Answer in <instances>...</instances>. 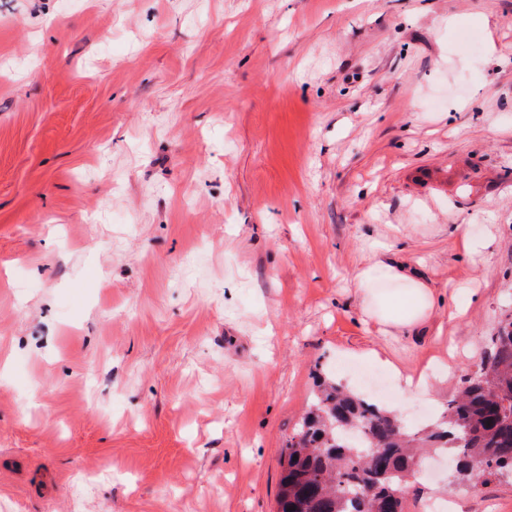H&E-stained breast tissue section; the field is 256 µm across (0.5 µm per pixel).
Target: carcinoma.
I'll use <instances>...</instances> for the list:
<instances>
[{
    "label": "carcinoma",
    "instance_id": "cac0c4a2",
    "mask_svg": "<svg viewBox=\"0 0 512 512\" xmlns=\"http://www.w3.org/2000/svg\"><path fill=\"white\" fill-rule=\"evenodd\" d=\"M448 408L409 431L362 392L318 378L317 391L282 448L278 512H404L417 459L448 451L452 476L475 489L512 474V318Z\"/></svg>",
    "mask_w": 512,
    "mask_h": 512
}]
</instances>
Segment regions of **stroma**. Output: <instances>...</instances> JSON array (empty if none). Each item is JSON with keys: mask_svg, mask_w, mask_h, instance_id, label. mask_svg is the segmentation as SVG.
Segmentation results:
<instances>
[{"mask_svg": "<svg viewBox=\"0 0 512 512\" xmlns=\"http://www.w3.org/2000/svg\"><path fill=\"white\" fill-rule=\"evenodd\" d=\"M509 316L512 0H0V512H276L313 370L416 425Z\"/></svg>", "mask_w": 512, "mask_h": 512, "instance_id": "stroma-1", "label": "stroma"}]
</instances>
